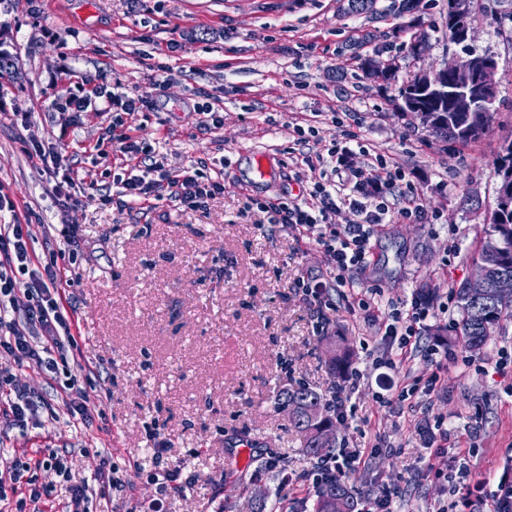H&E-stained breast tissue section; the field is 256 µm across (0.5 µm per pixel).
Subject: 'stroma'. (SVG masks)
<instances>
[{
    "mask_svg": "<svg viewBox=\"0 0 512 512\" xmlns=\"http://www.w3.org/2000/svg\"><path fill=\"white\" fill-rule=\"evenodd\" d=\"M399 3L374 0L356 14L348 0H0V52L11 60L0 71V192L15 205L0 221L31 224L42 258L77 227L80 248L64 274L77 322L75 375L91 382L90 409L105 410L81 432L45 413L40 429L0 432L1 444L76 446V482L96 472V452L106 450L132 482L126 499L145 508L160 501V512H314V491L281 482L280 469L297 475L313 460L276 392L301 382L327 394L334 379L323 339L340 336L361 377L355 415L337 420L336 443L358 439L365 423L387 442L368 466L345 474L356 499L390 486L401 493L398 512H432L446 492L433 472L451 461L424 447L422 432L439 420L451 440L478 445L473 477L498 478L512 460V371L486 373L478 361L512 348V320L471 353L450 310L427 332L456 356L445 387L416 406L392 403L388 371L373 364L387 346L370 335L366 312L328 310L321 332L294 292L300 276L325 272L322 252L291 229L262 232V213L247 206L288 191L281 174L252 183L251 162L266 153L282 167L290 126L313 116L327 144L359 131L368 152L350 164L386 156L417 185L422 209L439 215L381 230L366 284L399 302L474 273L499 184L496 159L512 139V22L500 27L487 16L512 0H480L476 9L471 47L496 58L498 92L490 129L470 143L435 139L397 112L395 83L366 76L363 64L377 51L398 58L403 78L462 53L445 34L448 0H419L403 14ZM413 26L428 35L419 58L406 47ZM100 84L151 95L155 110L123 114L124 125L143 142H166L168 171L225 162L223 194L198 211L166 200L120 205L109 117L90 110L76 121L60 109ZM205 102L218 108V128L199 127L194 108ZM35 140L69 157L83 184L69 215L51 205L43 165L29 153ZM153 430L169 459L185 461V490L163 496L148 481ZM272 458L279 470L266 468Z\"/></svg>",
    "mask_w": 512,
    "mask_h": 512,
    "instance_id": "obj_1",
    "label": "stroma"
}]
</instances>
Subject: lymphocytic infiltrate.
<instances>
[{
    "instance_id": "f902f5d3",
    "label": "lymphocytic infiltrate",
    "mask_w": 512,
    "mask_h": 512,
    "mask_svg": "<svg viewBox=\"0 0 512 512\" xmlns=\"http://www.w3.org/2000/svg\"><path fill=\"white\" fill-rule=\"evenodd\" d=\"M112 142L123 158L124 175L118 184L125 204L167 198L193 211L205 208L210 199L224 191L223 171L209 168L206 161H197L173 174L164 169V152L142 144L136 136L116 133ZM365 149L359 134L326 147L314 125H295L293 146L288 150V178L298 184L299 193L293 198L269 197L257 201L256 207L266 214L269 227H291L322 249L327 276L299 277L295 283L298 292L314 309L321 329L329 323L326 309L334 307L336 301L369 313L374 335L389 345L387 363L398 378L396 399L403 402L421 392H438L448 379L447 349L438 345L422 347L421 340L431 321L447 313L452 290L443 288L439 304L415 293L396 305L385 298L383 289L364 286L359 280V273L373 256L372 240L386 224L396 218L420 224L437 221L436 216L418 207L417 186L403 172L390 169L383 157H376L367 167L351 168L349 155ZM34 151L40 160L49 161L48 171L57 177L53 187L55 207L63 212L73 209L81 187L70 174L61 173L62 156L40 142L35 143ZM309 168L320 169L318 181H306L304 172ZM344 208L352 212V223L335 222L337 211ZM76 242V234H69L62 248L51 251L49 262L39 267L33 261L29 225L18 220L0 224V348L13 357L12 365L0 366V424L5 427L39 428L41 411L50 407L44 395L14 380L13 366L30 362L43 368L49 379L67 375L62 396L67 426L80 430L92 420L87 390L71 376V362L78 350L73 334L76 322L63 303V277L58 265ZM18 272L29 277L30 300L22 307L15 300L13 288ZM418 352L424 353L434 367L424 382L413 376L409 367ZM423 442L426 447L450 452L452 462L459 465L458 485L435 504L433 512H512L511 469H504L493 482L470 479L466 460L474 456L473 446L449 444L448 430L440 424L426 430ZM380 445V435H370L368 443L356 442L317 460L301 480L309 488H319L343 477L351 468L366 464L367 448ZM42 469L54 472L65 482V495H57L54 486L39 483L38 472ZM70 472L68 455L54 451L36 459L13 460L6 470H0V512H91L95 499L122 493L125 486L124 479L109 466L100 467L79 484L71 483Z\"/></svg>"
}]
</instances>
